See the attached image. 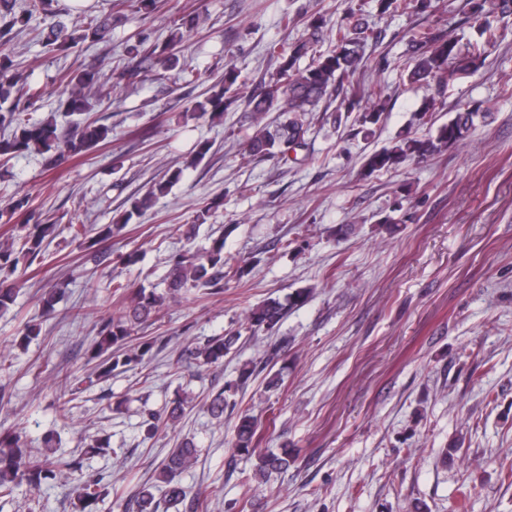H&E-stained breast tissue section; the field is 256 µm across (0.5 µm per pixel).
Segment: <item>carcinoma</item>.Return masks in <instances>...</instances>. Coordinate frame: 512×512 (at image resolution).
Listing matches in <instances>:
<instances>
[{
    "instance_id": "cac0c4a2",
    "label": "carcinoma",
    "mask_w": 512,
    "mask_h": 512,
    "mask_svg": "<svg viewBox=\"0 0 512 512\" xmlns=\"http://www.w3.org/2000/svg\"><path fill=\"white\" fill-rule=\"evenodd\" d=\"M487 0H468L470 14L476 18L486 11L512 15V0H496L491 8H486ZM36 14L44 16L41 30L45 46L54 50L67 51L87 41L105 43L111 40L112 14L86 15L80 26L68 27L60 14L51 9L50 0H28L25 8L15 10L13 0H0V129L10 131L0 136V161L8 162L13 157L29 150L48 153V165L56 168L64 162L81 157L93 148L105 143L109 138V128L97 124L86 117L90 111L88 93L102 85L104 79L99 71L71 67L61 77L64 84L65 99L62 107L71 117L72 129L60 135L57 124L52 121H38L31 113L37 111L42 99V91L27 83L26 78L14 65L6 50L10 35L16 26L28 25ZM198 24L194 13L182 15L173 28L163 50L159 53L162 71L158 78H164V71L178 65L177 49L184 40L185 33L192 31ZM309 36L296 41H285L270 51L276 63V69L269 78L261 81L258 92L244 99V105L253 114L256 125L254 132L246 139L247 153L253 158L283 157L288 149L305 143L308 131L306 113L324 98L337 92L351 81L355 74L365 66L363 45L371 37L369 26L361 17H356L348 26H327V20L320 15L308 24ZM327 29L330 46L321 49L322 29ZM484 41L469 48L467 54L460 53L458 40L441 30L428 26L414 34L408 44L406 59L398 63L397 68L403 81L410 85H435L443 90L456 80L465 78L484 65L487 47L494 45L502 34L491 25L482 31ZM309 59L305 67L300 61ZM239 74L231 65H225L223 77L211 87V94L205 101L197 104L194 111L200 115L223 114L225 110L238 102L227 93L238 82ZM278 111L286 115L284 121L275 128L265 123L267 113ZM338 111L358 112L357 122L360 132L369 138L385 111L381 94L370 96L367 101L360 98L344 99ZM487 122L492 118L489 111L481 112L467 104L459 106L447 122L438 127L436 135L418 138L408 134L399 137L392 146L384 147L365 156L363 169L371 174L376 171L390 170L409 160H421L439 154L449 147L464 141L475 126L476 119ZM172 178L158 181L133 203V210L144 212L155 204L156 199L167 194ZM55 233L53 224H35L26 234V255L36 259L45 247V241ZM20 257L10 249L0 247V310H6L14 304L17 294V281L14 275L18 269ZM252 271V265L244 261L229 265L224 261V240H217L202 254L189 250L172 257L168 272V293L176 295L187 286L205 291H217L224 287V279L242 280ZM311 295V289L300 288L288 295V303L277 298H269L260 305L251 308L246 315V325L253 333L272 331L285 313V309L304 305ZM163 298L149 293L139 292L130 300L102 319L95 337L91 359L97 361L95 371L101 376L112 373L119 365L113 360L114 348L124 344L132 331L143 322L157 316ZM241 331L228 330L224 336L208 341L193 352L195 359L204 365H218L224 356L240 338ZM189 401L186 398L173 400L162 413L147 421L146 433L151 438L160 427H169L177 423L185 414ZM228 406L224 392L219 391L205 401V407L215 419L224 417ZM258 425L255 418L247 413L238 416L234 428V447L237 452L257 460L256 474L262 477L288 469L292 458L288 449L275 453L257 447L254 439ZM55 437L45 435L42 446L34 451L20 444L14 433H0V498L12 495L23 483L32 488L40 487L48 480H54L60 474L59 462L54 456ZM197 449L189 441L180 442L162 462L159 472L160 482L166 485L168 505L176 508L184 503L187 493L176 480L184 470L196 460ZM103 478L96 477L82 482L75 490L81 509L96 503L104 495ZM136 512H158L159 503L151 489L142 488L136 496Z\"/></svg>"
}]
</instances>
